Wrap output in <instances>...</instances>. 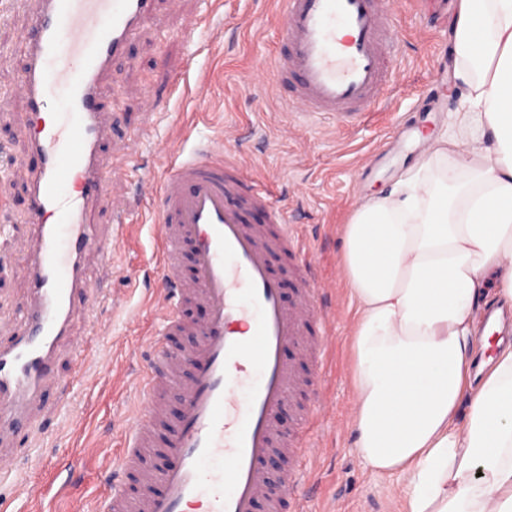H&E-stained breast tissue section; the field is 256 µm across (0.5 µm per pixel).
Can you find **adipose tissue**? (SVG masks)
<instances>
[{
	"mask_svg": "<svg viewBox=\"0 0 512 512\" xmlns=\"http://www.w3.org/2000/svg\"><path fill=\"white\" fill-rule=\"evenodd\" d=\"M451 26L464 91L452 128L342 228L355 449L403 479L408 512H512V345L470 384L489 276L512 302V0H458Z\"/></svg>",
	"mask_w": 512,
	"mask_h": 512,
	"instance_id": "obj_1",
	"label": "adipose tissue"
}]
</instances>
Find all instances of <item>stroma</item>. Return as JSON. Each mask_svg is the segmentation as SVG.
Here are the masks:
<instances>
[{
  "label": "stroma",
  "mask_w": 512,
  "mask_h": 512,
  "mask_svg": "<svg viewBox=\"0 0 512 512\" xmlns=\"http://www.w3.org/2000/svg\"><path fill=\"white\" fill-rule=\"evenodd\" d=\"M397 64L393 96L376 119L351 133L321 117L286 108V87L276 86L269 67L281 48L277 0H180L171 8L158 0L130 46L106 79L104 108L117 133L103 146L120 176L118 190L132 191L145 173L164 175L167 145L185 149L211 143L251 175H264L274 205L287 211L291 229L306 241L316 261L320 305L331 335L325 367L308 386L307 399L327 406L311 428V482L291 512H408L401 482L375 475L360 463L352 426L355 305L344 287L343 224L354 203L390 189L418 165L428 144L447 132L462 91L449 74L448 34L423 29L416 0H398ZM29 22L25 13L0 17V200L12 211L15 230L0 236V317L12 316L24 294L23 225L29 209L26 175L34 159L21 134L24 103L11 93L22 68L16 46ZM153 90L168 106L145 112L140 101ZM411 136L398 141V127ZM152 136L130 145L141 129ZM156 228L143 209L128 228L108 265L90 263L94 288L120 299V306L93 313L97 335L76 319L60 374L69 385L64 403L47 392L43 429L32 444L16 449L14 465L0 475V499L12 512H86L109 491L108 460L122 448L140 405L137 380L150 358L146 332L155 317L144 297L156 284L153 253ZM88 350L86 363L71 355ZM41 485L40 501L27 498ZM67 486L58 496L59 486Z\"/></svg>",
  "instance_id": "stroma-1"
}]
</instances>
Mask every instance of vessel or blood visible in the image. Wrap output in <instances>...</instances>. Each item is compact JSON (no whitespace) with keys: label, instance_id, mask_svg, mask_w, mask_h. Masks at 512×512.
<instances>
[{"label":"vessel or blood","instance_id":"1","mask_svg":"<svg viewBox=\"0 0 512 512\" xmlns=\"http://www.w3.org/2000/svg\"><path fill=\"white\" fill-rule=\"evenodd\" d=\"M32 3L18 46L25 68L14 89L25 102L23 135L36 159L27 179V288L16 317L0 323V469L15 438L36 436L45 393L65 395L56 363L78 317L106 297L91 288L90 261L109 263L111 241L145 200L156 202L159 319L154 355L141 375L143 411L130 428L96 512H285L303 484L309 444L277 419L308 382L288 359L298 348L321 360L327 327L306 247L265 184L205 145L174 160L162 179L142 176L135 193L114 190L99 144L112 133L98 100L103 78L124 58L157 0H9ZM395 0H279L283 48L273 77L288 105L346 131L389 99ZM67 106L46 116L48 93ZM112 200V222H92ZM288 256L298 283L285 300L272 257ZM197 304L196 322L185 308ZM180 336L189 345L177 344ZM176 395L180 408L169 413ZM164 458L143 468L148 455Z\"/></svg>","mask_w":512,"mask_h":512}]
</instances>
